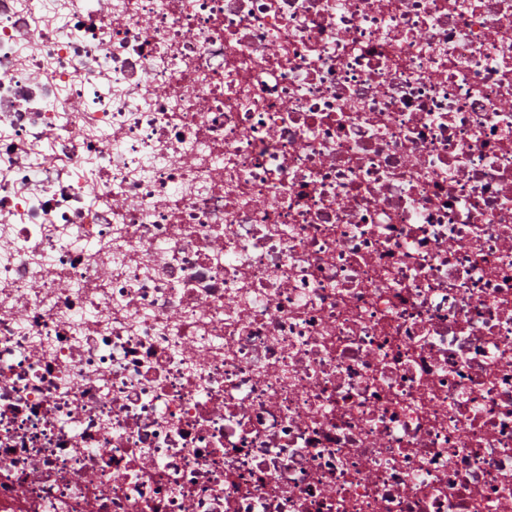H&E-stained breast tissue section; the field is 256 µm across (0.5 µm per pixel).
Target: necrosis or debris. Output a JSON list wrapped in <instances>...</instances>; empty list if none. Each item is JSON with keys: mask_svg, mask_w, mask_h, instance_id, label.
<instances>
[{"mask_svg": "<svg viewBox=\"0 0 512 512\" xmlns=\"http://www.w3.org/2000/svg\"><path fill=\"white\" fill-rule=\"evenodd\" d=\"M0 512H512V0H0Z\"/></svg>", "mask_w": 512, "mask_h": 512, "instance_id": "4bbe7bcc", "label": "necrosis or debris"}]
</instances>
